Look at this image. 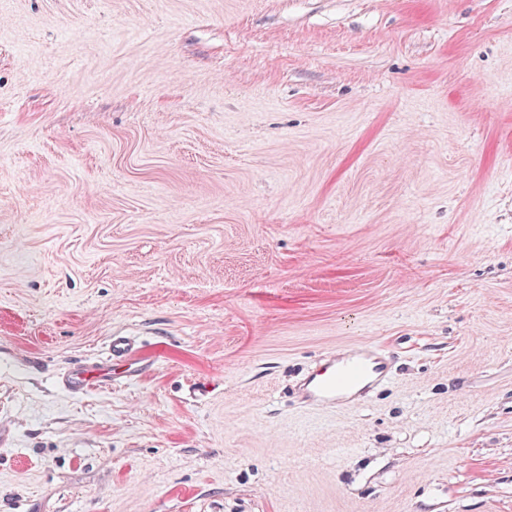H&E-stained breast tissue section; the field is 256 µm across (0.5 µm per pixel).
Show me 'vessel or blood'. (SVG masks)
<instances>
[{
	"label": "vessel or blood",
	"instance_id": "vessel-or-blood-1",
	"mask_svg": "<svg viewBox=\"0 0 512 512\" xmlns=\"http://www.w3.org/2000/svg\"><path fill=\"white\" fill-rule=\"evenodd\" d=\"M388 375V362L382 351L363 346L331 356L323 370L304 379L299 393L309 406L355 405L364 402L368 389Z\"/></svg>",
	"mask_w": 512,
	"mask_h": 512
}]
</instances>
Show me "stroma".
Returning a JSON list of instances; mask_svg holds the SVG:
<instances>
[{
	"label": "stroma",
	"instance_id": "stroma-1",
	"mask_svg": "<svg viewBox=\"0 0 512 512\" xmlns=\"http://www.w3.org/2000/svg\"><path fill=\"white\" fill-rule=\"evenodd\" d=\"M0 512H512V0H0ZM388 375V362L382 350L362 346L337 356L333 354L322 371L304 379L299 393L307 406L360 404L365 401L368 389Z\"/></svg>",
	"mask_w": 512,
	"mask_h": 512
}]
</instances>
